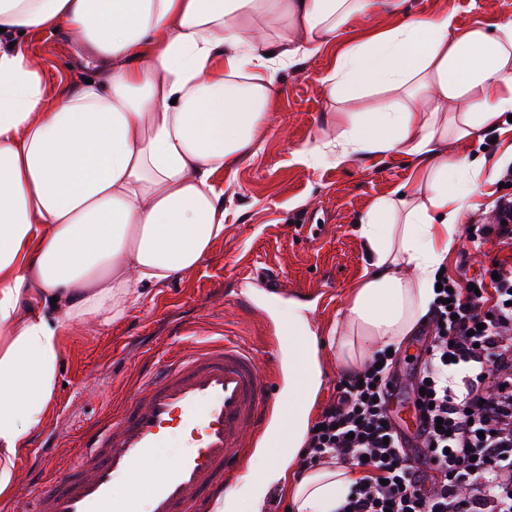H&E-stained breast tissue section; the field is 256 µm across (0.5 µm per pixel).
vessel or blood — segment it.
<instances>
[{
  "mask_svg": "<svg viewBox=\"0 0 512 512\" xmlns=\"http://www.w3.org/2000/svg\"><path fill=\"white\" fill-rule=\"evenodd\" d=\"M274 410L251 345L227 337L163 359L85 434L76 464L35 479L31 512H132L115 495L120 480L140 489L147 512H220V493L267 434ZM173 430L184 453L144 476Z\"/></svg>",
  "mask_w": 512,
  "mask_h": 512,
  "instance_id": "obj_1",
  "label": "vessel or blood"
}]
</instances>
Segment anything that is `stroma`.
<instances>
[{"mask_svg": "<svg viewBox=\"0 0 512 512\" xmlns=\"http://www.w3.org/2000/svg\"><path fill=\"white\" fill-rule=\"evenodd\" d=\"M404 10L412 16L454 14L463 30L478 21L489 27L512 20V0H405ZM398 20L385 9L354 18L320 54L278 73L275 108L260 149L214 176L224 189L223 239L197 270L152 289L139 310L101 331L74 328L62 355L55 406L18 464L14 499L30 501L29 472L77 459L82 431L121 402L150 356L173 346L189 351L225 336L259 344L276 335L288 320L289 302L266 293L265 277L303 290L316 333L341 320L367 265L358 235L362 216L379 197H419L426 187L417 157L403 152L314 168L297 150L331 134L329 115L352 109L333 105L323 82L340 52ZM27 43L42 64L48 98L81 77L69 40L45 32L28 36ZM511 148L508 121L495 134L457 144L459 153L483 162L467 223L490 217L502 190L489 173ZM495 259L512 262V246L493 237L477 247L464 238L449 252L445 271L456 279L470 277ZM242 267L258 268L263 276L242 278Z\"/></svg>", "mask_w": 512, "mask_h": 512, "instance_id": "stroma-1", "label": "stroma"}]
</instances>
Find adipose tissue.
<instances>
[{"mask_svg":"<svg viewBox=\"0 0 512 512\" xmlns=\"http://www.w3.org/2000/svg\"><path fill=\"white\" fill-rule=\"evenodd\" d=\"M402 2L0 0L1 499L53 410L74 326L121 320L223 239L213 176L263 142L278 71L317 55L353 18ZM35 32L75 36L91 82L49 100L26 45ZM324 83L334 101L367 107L299 155L319 165L401 151L419 158L427 186L413 203L377 198L358 226L369 262L329 331L354 372L429 309L468 210L472 163L448 141L512 112V20L460 30L448 14L404 17L345 50ZM287 328V442L261 455L251 498L276 481L293 512H337L353 473L293 468L323 370L307 320L289 315Z\"/></svg>","mask_w":512,"mask_h":512,"instance_id":"adipose-tissue-1","label":"adipose tissue"}]
</instances>
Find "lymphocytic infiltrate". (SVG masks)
Listing matches in <instances>:
<instances>
[{"label":"lymphocytic infiltrate","mask_w":512,"mask_h":512,"mask_svg":"<svg viewBox=\"0 0 512 512\" xmlns=\"http://www.w3.org/2000/svg\"><path fill=\"white\" fill-rule=\"evenodd\" d=\"M441 283L409 384L397 355L376 351L340 377L309 434L302 467L329 459L357 473L341 512H512V266ZM403 393L408 434L391 414Z\"/></svg>","instance_id":"obj_1"}]
</instances>
